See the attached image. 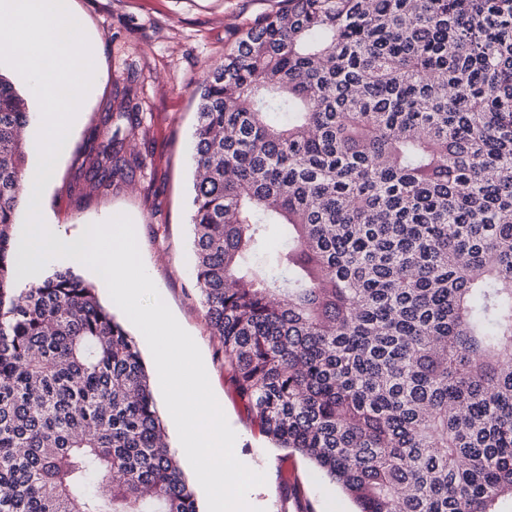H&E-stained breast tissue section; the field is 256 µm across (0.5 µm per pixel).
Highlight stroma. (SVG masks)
I'll list each match as a JSON object with an SVG mask.
<instances>
[{"label": "stroma", "mask_w": 512, "mask_h": 512, "mask_svg": "<svg viewBox=\"0 0 512 512\" xmlns=\"http://www.w3.org/2000/svg\"><path fill=\"white\" fill-rule=\"evenodd\" d=\"M98 42L99 83L49 182L45 207L62 238L87 225L127 214L158 293L198 345L212 390L237 435L234 453L264 472V485L247 500L260 512H283L292 487H300L311 512H356L355 503L312 463L273 445L238 398L211 336L194 288L190 224L195 91L205 71L243 28L274 13L281 0H72ZM139 106L141 124L125 148L146 164L125 183L94 189L83 179L89 136L106 112L125 98Z\"/></svg>", "instance_id": "1"}]
</instances>
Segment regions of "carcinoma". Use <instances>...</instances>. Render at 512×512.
<instances>
[{"label": "carcinoma", "mask_w": 512, "mask_h": 512, "mask_svg": "<svg viewBox=\"0 0 512 512\" xmlns=\"http://www.w3.org/2000/svg\"><path fill=\"white\" fill-rule=\"evenodd\" d=\"M198 88L194 283L260 431L358 512L512 501V0H282ZM137 104L85 178L126 182ZM26 94L0 72V512H200L137 341L19 284ZM281 245L271 249L273 230Z\"/></svg>", "instance_id": "carcinoma-1"}]
</instances>
